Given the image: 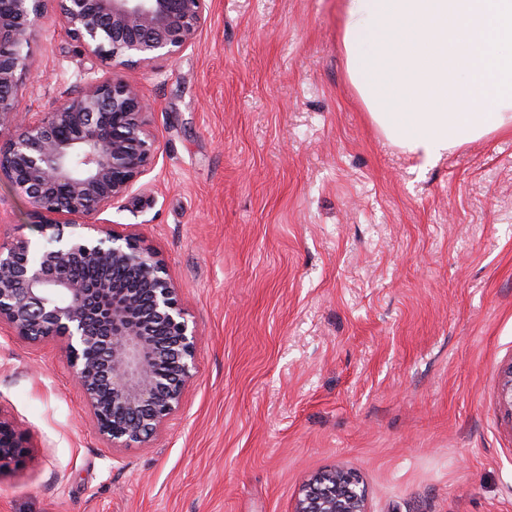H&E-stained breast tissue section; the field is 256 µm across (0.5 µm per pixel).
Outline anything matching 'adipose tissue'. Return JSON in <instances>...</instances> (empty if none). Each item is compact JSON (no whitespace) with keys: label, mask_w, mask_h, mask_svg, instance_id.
<instances>
[{"label":"adipose tissue","mask_w":512,"mask_h":512,"mask_svg":"<svg viewBox=\"0 0 512 512\" xmlns=\"http://www.w3.org/2000/svg\"><path fill=\"white\" fill-rule=\"evenodd\" d=\"M348 78L370 120L430 161L512 132V0H346Z\"/></svg>","instance_id":"adipose-tissue-1"}]
</instances>
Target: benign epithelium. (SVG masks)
<instances>
[{
    "mask_svg": "<svg viewBox=\"0 0 512 512\" xmlns=\"http://www.w3.org/2000/svg\"><path fill=\"white\" fill-rule=\"evenodd\" d=\"M102 75L49 112L21 110L27 51L48 5ZM206 0H0V177L34 208L43 243L0 244V324L33 344L61 341L99 434L133 448L181 406L196 365V331L161 255L98 216L146 175L156 151L150 103L119 76L190 44ZM103 271L76 278L74 262ZM139 274L137 288L109 276ZM30 461L0 419V471ZM294 512H370L358 476L336 469L308 483Z\"/></svg>",
    "mask_w": 512,
    "mask_h": 512,
    "instance_id": "1",
    "label": "benign epithelium"
}]
</instances>
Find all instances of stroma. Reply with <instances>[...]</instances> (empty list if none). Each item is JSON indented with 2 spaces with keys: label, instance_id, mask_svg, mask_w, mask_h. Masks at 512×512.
<instances>
[{
  "label": "stroma",
  "instance_id": "stroma-1",
  "mask_svg": "<svg viewBox=\"0 0 512 512\" xmlns=\"http://www.w3.org/2000/svg\"><path fill=\"white\" fill-rule=\"evenodd\" d=\"M345 0H207L189 46L121 72L152 105L147 175L104 217L168 263L197 334L180 410L98 434L59 342L0 326V417L38 462L0 512H293L355 471L372 512H512V134L423 162L350 84ZM24 106L92 63L48 17ZM0 179V243L38 240Z\"/></svg>",
  "mask_w": 512,
  "mask_h": 512
}]
</instances>
